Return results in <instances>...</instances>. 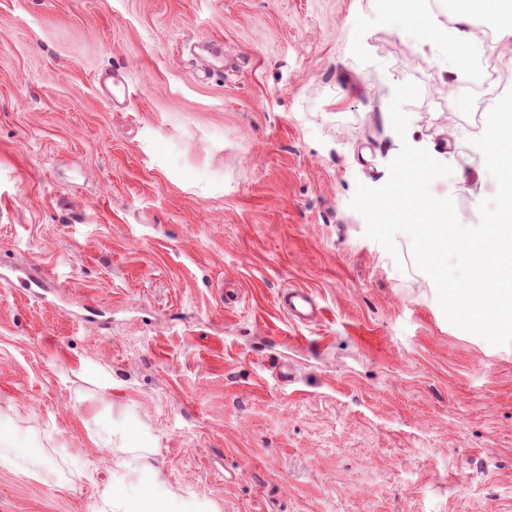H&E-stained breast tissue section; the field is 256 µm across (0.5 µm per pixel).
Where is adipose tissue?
<instances>
[{
    "mask_svg": "<svg viewBox=\"0 0 512 512\" xmlns=\"http://www.w3.org/2000/svg\"><path fill=\"white\" fill-rule=\"evenodd\" d=\"M394 15L419 35V43L424 47H434L439 41L448 43V59L451 71L457 72L469 64L467 50L473 40L471 24L474 18L496 15L502 23L503 38H512V0H452V14L456 26L444 31L431 15L428 0H389ZM100 496L107 512H172L180 507L181 512H211L207 504L194 501H179L175 492L167 488H150L148 493L132 497L126 494L120 480L110 481Z\"/></svg>",
    "mask_w": 512,
    "mask_h": 512,
    "instance_id": "adipose-tissue-1",
    "label": "adipose tissue"
}]
</instances>
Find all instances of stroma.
<instances>
[{"label": "stroma", "instance_id": "obj_1", "mask_svg": "<svg viewBox=\"0 0 512 512\" xmlns=\"http://www.w3.org/2000/svg\"><path fill=\"white\" fill-rule=\"evenodd\" d=\"M497 28L452 75L387 0H0V422L25 451L0 512H98L120 453L93 420L213 512H512V347L350 207L412 81L408 129L453 168L431 192L478 224ZM292 287L318 322L279 311ZM279 310L299 326L315 322L320 313L317 296L311 289L290 288L278 296Z\"/></svg>", "mask_w": 512, "mask_h": 512}]
</instances>
